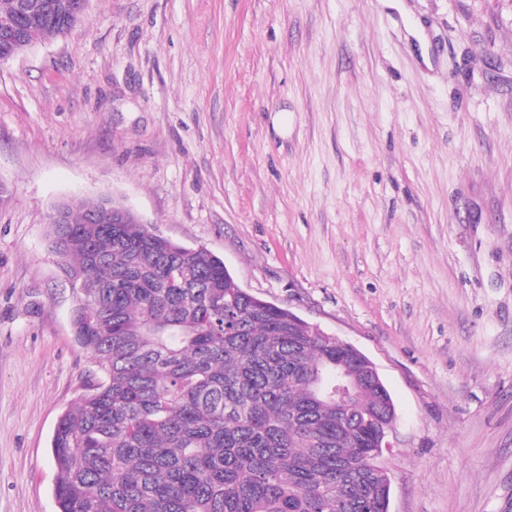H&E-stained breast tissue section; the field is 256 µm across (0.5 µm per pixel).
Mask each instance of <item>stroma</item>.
I'll return each mask as SVG.
<instances>
[{"mask_svg":"<svg viewBox=\"0 0 512 512\" xmlns=\"http://www.w3.org/2000/svg\"><path fill=\"white\" fill-rule=\"evenodd\" d=\"M103 193L374 362L390 512H512V0H88L0 65V512H57ZM86 17L85 6L65 4L64 10L61 11V18L51 26L48 32V41H53L65 35L68 31L83 23Z\"/></svg>","mask_w":512,"mask_h":512,"instance_id":"stroma-1","label":"stroma"}]
</instances>
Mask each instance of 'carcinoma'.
I'll use <instances>...</instances> for the list:
<instances>
[{
  "instance_id": "carcinoma-1",
  "label": "carcinoma",
  "mask_w": 512,
  "mask_h": 512,
  "mask_svg": "<svg viewBox=\"0 0 512 512\" xmlns=\"http://www.w3.org/2000/svg\"><path fill=\"white\" fill-rule=\"evenodd\" d=\"M0 0L40 42L65 0ZM68 203L51 248L82 285L71 325L97 381L51 439L58 512H389L369 419L393 405L360 384L328 395L351 350L236 287L224 261L144 224H90Z\"/></svg>"
}]
</instances>
